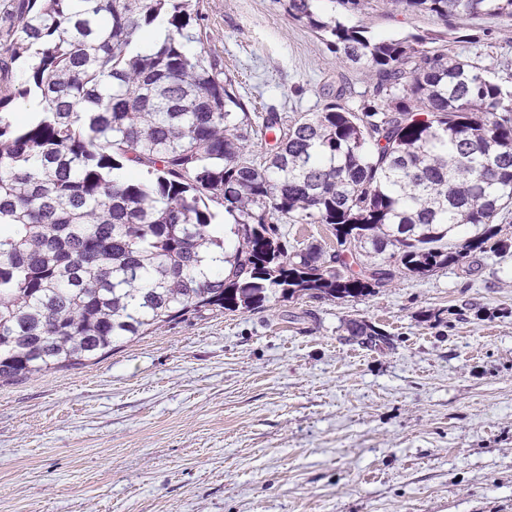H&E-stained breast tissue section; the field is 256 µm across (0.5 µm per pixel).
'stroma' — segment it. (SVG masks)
<instances>
[{"mask_svg":"<svg viewBox=\"0 0 512 512\" xmlns=\"http://www.w3.org/2000/svg\"><path fill=\"white\" fill-rule=\"evenodd\" d=\"M315 7L373 36L441 30L382 0ZM237 93L294 118L362 69L284 0H200ZM448 51L512 74V21ZM502 249L346 299L206 311L69 370L0 382V512H512V209ZM392 349L349 341L350 321Z\"/></svg>","mask_w":512,"mask_h":512,"instance_id":"obj_1","label":"stroma"}]
</instances>
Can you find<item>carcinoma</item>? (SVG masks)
Returning <instances> with one entry per match:
<instances>
[{
    "label": "carcinoma",
    "instance_id": "carcinoma-1",
    "mask_svg": "<svg viewBox=\"0 0 512 512\" xmlns=\"http://www.w3.org/2000/svg\"><path fill=\"white\" fill-rule=\"evenodd\" d=\"M287 0L368 77L359 104L288 121L251 112L201 47L192 0H10L0 13V381L102 358L206 310L358 298L396 275L498 248L512 205V91L448 54L461 16L512 21V0H384L445 31L372 40ZM166 26L161 42L145 36ZM39 99L22 126L5 110ZM264 146L256 155L254 148ZM141 176L119 178L126 165ZM233 219L225 246L211 205ZM284 224H327L337 248L288 251ZM373 253L380 261L364 260ZM360 346L393 347L362 323Z\"/></svg>",
    "mask_w": 512,
    "mask_h": 512
}]
</instances>
